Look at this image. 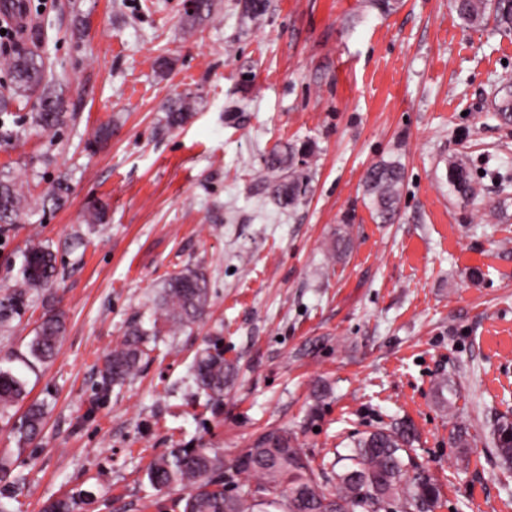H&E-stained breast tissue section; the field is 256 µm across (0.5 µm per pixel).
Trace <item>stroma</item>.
<instances>
[{
    "mask_svg": "<svg viewBox=\"0 0 512 512\" xmlns=\"http://www.w3.org/2000/svg\"><path fill=\"white\" fill-rule=\"evenodd\" d=\"M193 32L184 0H26L27 30L64 79L73 118L58 135L19 124L0 142V176L34 197L65 175L61 209L0 230V295L19 254L49 245L59 275L0 329V367L26 383L42 431L18 446L0 417L8 512H42L77 494L79 512H161L145 471L171 448H220L233 460L264 431L294 433L315 470L331 471L356 434L405 421L413 454L442 484L436 512H512V473L492 424L512 417V125L495 103L512 90V32L467 25L453 0H267L261 24L243 0ZM171 59L170 70L155 67ZM198 94L183 127L163 104ZM117 127L88 148L96 127ZM315 150L305 197H268L264 157L278 143ZM469 168L459 195L448 163ZM404 168L394 223L376 218L363 178ZM104 208L101 224L84 216ZM346 240L341 257L329 247ZM191 265L206 273L201 322L156 340L125 383L101 392L103 355L149 320L160 287ZM66 333L47 362L29 342L46 306ZM219 346L236 371L214 403L193 398L198 350ZM448 377L452 407L435 383ZM465 428L467 462L451 442Z\"/></svg>",
    "mask_w": 512,
    "mask_h": 512,
    "instance_id": "1",
    "label": "stroma"
}]
</instances>
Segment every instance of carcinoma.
<instances>
[{
  "instance_id": "1",
  "label": "carcinoma",
  "mask_w": 512,
  "mask_h": 512,
  "mask_svg": "<svg viewBox=\"0 0 512 512\" xmlns=\"http://www.w3.org/2000/svg\"><path fill=\"white\" fill-rule=\"evenodd\" d=\"M218 7L217 0H197L194 9L185 12L184 25L194 29L209 20ZM265 0H244L247 18L259 22L266 12ZM460 17L470 26L483 24L493 14L496 27L512 31V0H456ZM0 68L8 76L0 91V128L11 115L9 106L18 94L36 97L29 121L32 128L55 134L72 119L65 110L63 88L46 78L44 58L33 51L0 54ZM198 96L187 92L168 104L164 126L184 125L196 111ZM497 117L512 124V91L495 105ZM312 149L286 144L274 148L265 161L263 180L270 196L282 207H294L306 193L307 157ZM404 172L396 161L378 162L366 172L364 184L377 218L383 224L394 222L399 189ZM448 183L463 196L474 192L466 166L448 164ZM72 193L67 177L51 182L39 199L27 195L22 186L0 178V228L18 224L28 214L46 208L63 207ZM58 275L56 256L46 245L34 244L23 254L20 277L10 292L0 298V326H6L26 310L33 294L50 287ZM211 291L207 275L186 267L169 276L162 284L153 312L152 327L141 321L129 324L124 338L103 358L101 384L108 388L131 378L142 358L148 355L150 337L162 331L175 332L202 321L210 305ZM66 327L60 310L51 306L42 314L29 344L30 355L38 361L52 358ZM194 395L218 402L224 386L234 373L233 364L224 361L218 347L199 352L192 364ZM25 384L9 371L0 370V415L10 412L24 397ZM43 421L41 409L30 408L15 428L17 442L29 445L38 437ZM416 434L411 425L400 422L359 437L350 453L337 455L345 462L335 472L336 489L325 491L328 473L315 472L307 463L303 449L288 430L277 428L261 434L252 447L236 458V472L256 478L257 488L243 487L235 494L225 490L226 467L221 448H174L154 458L146 476L156 491L181 486L186 493L173 501L170 512H435L441 496L436 478L412 456ZM493 447L504 469L512 468V421H499L493 433ZM79 500L67 496L44 505L43 512H78Z\"/></svg>"
}]
</instances>
